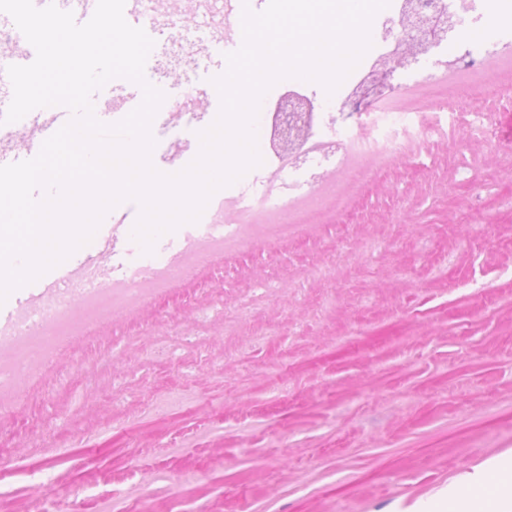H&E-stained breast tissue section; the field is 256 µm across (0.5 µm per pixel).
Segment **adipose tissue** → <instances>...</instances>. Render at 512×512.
<instances>
[{"instance_id": "adipose-tissue-1", "label": "adipose tissue", "mask_w": 512, "mask_h": 512, "mask_svg": "<svg viewBox=\"0 0 512 512\" xmlns=\"http://www.w3.org/2000/svg\"><path fill=\"white\" fill-rule=\"evenodd\" d=\"M512 494V468L489 460L461 474L448 490L450 512H494L503 497Z\"/></svg>"}]
</instances>
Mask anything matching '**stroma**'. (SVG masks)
Listing matches in <instances>:
<instances>
[{
	"instance_id": "1",
	"label": "stroma",
	"mask_w": 512,
	"mask_h": 512,
	"mask_svg": "<svg viewBox=\"0 0 512 512\" xmlns=\"http://www.w3.org/2000/svg\"><path fill=\"white\" fill-rule=\"evenodd\" d=\"M384 106L443 123L0 387V512H411L512 463V49Z\"/></svg>"
}]
</instances>
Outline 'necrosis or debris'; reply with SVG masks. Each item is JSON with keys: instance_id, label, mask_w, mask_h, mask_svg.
Instances as JSON below:
<instances>
[{"instance_id": "4bbe7bcc", "label": "necrosis or debris", "mask_w": 512, "mask_h": 512, "mask_svg": "<svg viewBox=\"0 0 512 512\" xmlns=\"http://www.w3.org/2000/svg\"><path fill=\"white\" fill-rule=\"evenodd\" d=\"M488 10L487 0H426L424 13L452 15L455 28L447 37L432 41L416 62L396 70L392 85L419 80L426 71L448 64L471 69L490 63L498 46L512 44V31L486 37ZM368 68V63H361L348 75L336 91L331 111L311 112L307 138L291 151L273 143L276 107L284 93L301 96L305 87L298 81L286 87L274 85L258 131L266 161L252 180L237 192L215 197L202 220L183 225L168 259L140 258L117 277L110 276L103 263L92 264L58 286L48 301L19 311L12 321L1 325L0 343L16 350L17 355L12 362L0 364V380L29 381L56 345L111 310L115 294L127 299L144 287L172 280L184 259L236 236L239 228L233 215L254 208L287 211L294 201L341 170L350 152L387 157L400 154L408 139L433 123L434 115L428 111L392 112L376 102L356 106L352 89Z\"/></svg>"}]
</instances>
